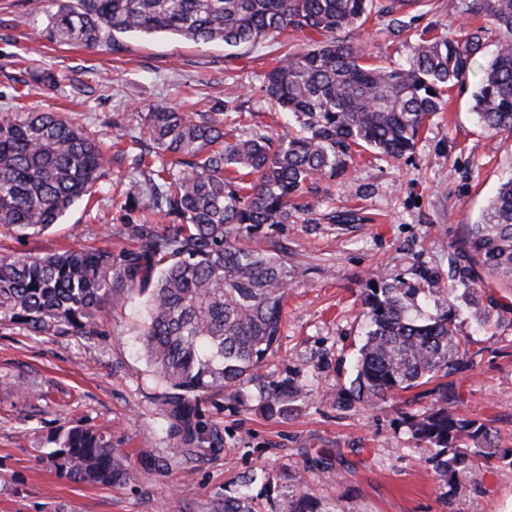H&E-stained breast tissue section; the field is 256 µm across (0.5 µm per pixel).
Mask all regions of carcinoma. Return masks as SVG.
Here are the masks:
<instances>
[{
	"label": "carcinoma",
	"instance_id": "cac0c4a2",
	"mask_svg": "<svg viewBox=\"0 0 512 512\" xmlns=\"http://www.w3.org/2000/svg\"><path fill=\"white\" fill-rule=\"evenodd\" d=\"M421 0H48L41 35L88 49L122 35L170 33L229 48L255 45L288 30L308 37L264 76L270 104L288 113V130L234 135L209 112L191 116L157 105L144 116L145 148L133 159L138 179L122 210L136 246L73 249L46 256L0 255V318L38 336L99 335L117 291L146 297L137 336L157 383L171 429L188 452L210 443L216 427L197 413L199 400L238 384L261 367L279 340L295 271L284 252L248 243L265 224H294L308 213L306 195L369 151L393 159L412 152L422 129L465 83L483 34L505 37L473 94L481 125L512 133V0H470L467 14L487 21L474 32L421 36L397 66L368 63L355 33L373 15L395 30ZM108 159L96 137L59 112L0 116V227L20 235L60 223L77 202L105 186ZM168 219L160 228L144 211ZM475 261L512 284V175L482 218L468 225ZM448 310L412 314L418 289L370 277L360 289L365 339L355 359L357 401L391 398L473 364L476 340L462 335L456 308L483 327L481 289L466 275L448 285ZM298 390L279 385L261 397L270 417L294 411ZM409 425L424 445L425 464L452 487L482 460L512 464V449L493 444L486 426L459 418L460 398L446 384ZM54 467L85 483L112 485L128 476L105 436L88 427L68 432L49 453ZM252 478L221 512H254Z\"/></svg>",
	"mask_w": 512,
	"mask_h": 512
}]
</instances>
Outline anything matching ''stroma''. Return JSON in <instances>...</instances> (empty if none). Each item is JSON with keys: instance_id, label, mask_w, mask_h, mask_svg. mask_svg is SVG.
Returning <instances> with one entry per match:
<instances>
[{"instance_id": "35a3bbf8", "label": "stroma", "mask_w": 512, "mask_h": 512, "mask_svg": "<svg viewBox=\"0 0 512 512\" xmlns=\"http://www.w3.org/2000/svg\"><path fill=\"white\" fill-rule=\"evenodd\" d=\"M467 2L436 0L434 10L408 16L400 34L370 18L359 44L377 60L406 61L421 31L465 20ZM45 22L26 0H0V114L61 112L106 148L114 125L136 137L142 114L157 104L212 113L237 135L280 132L288 117L272 110L263 77L275 57L307 45L295 31L234 49L156 34L121 37L117 52L89 50L40 38ZM498 40L488 34L467 84L449 91L411 155L364 153L311 196L310 221L253 234L265 249H287L296 278L274 352L250 378L200 401L219 434L204 453H187L165 417L136 336L141 297L113 295L112 317L91 341L36 336L0 319V512H220L244 476L255 479L258 512H289L302 497L323 512H512L511 464L491 462L447 490L424 463L407 417L429 408V385L369 405L352 399L361 280L383 275L419 288L424 274L447 278L449 259L468 268L466 228L512 173V135L488 132L472 110ZM48 73L55 86L38 83ZM135 177L132 154L112 157L110 192L76 204L47 231H0V253L130 247L120 205ZM480 284L490 321L478 331L459 317L481 351L451 377L461 395L456 412L512 448V289L487 274ZM277 382L302 390L284 418L260 408L261 387ZM76 426L111 439L126 482L88 485L50 465L48 453ZM323 457L330 471L321 470ZM299 471L306 480L292 486Z\"/></svg>"}]
</instances>
